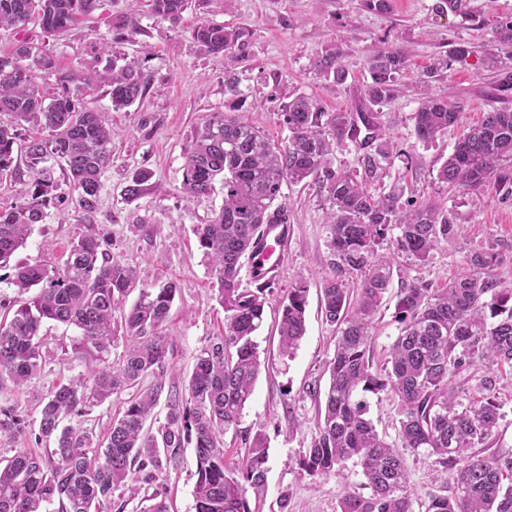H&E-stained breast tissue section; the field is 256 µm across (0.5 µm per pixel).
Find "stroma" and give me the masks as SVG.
<instances>
[{"label": "stroma", "mask_w": 512, "mask_h": 512, "mask_svg": "<svg viewBox=\"0 0 512 512\" xmlns=\"http://www.w3.org/2000/svg\"><path fill=\"white\" fill-rule=\"evenodd\" d=\"M391 4L390 13L380 14L363 8L360 0H193L174 24L154 15L150 0H105L104 15L83 19L64 33L48 38L38 26H28V36L46 43L59 67L90 73L106 64L100 52L112 37L106 17H127L137 30L116 49L122 56L141 59L146 90L132 106L116 112L107 86L85 85L86 99L110 113L116 130L95 221L83 224L70 201L65 174L57 173L60 199L49 205L45 222L35 225L16 260L59 267L72 242L90 232L108 256L136 266L142 274L175 282L177 292L165 324L170 347L164 380L185 387L200 350L224 330L216 281L194 234L196 225L207 223L222 207L224 190L219 187L210 197L190 201L182 183L186 148L197 129L211 113L223 111L228 99L225 68H232L238 79L245 99L243 115L257 119L266 136L281 143L289 135L279 118L281 104L305 95L327 111H349L367 77V48L380 41L402 47L407 55L401 77L405 89L383 106L382 120L400 147L410 150L413 164L407 169L395 163L391 173L400 177L406 197H431L452 210L466 234L442 245L423 264L404 255L395 257L397 274L375 316V364L384 363L400 331L396 303L403 277L443 287L467 254L492 247L499 253L497 274L512 282V198L502 199L492 189L478 196L450 193L436 179L464 127L477 123L491 108L512 110V90L499 89L512 77L482 56L483 50L495 45L497 19L512 16V0H471L484 16L481 27L442 8L441 0H391ZM202 18L249 31L238 61L228 66L223 58L197 49L191 32ZM454 42L476 49L466 63L453 64L448 71L451 96L463 101L464 115L460 126L422 143L414 132L417 100L411 86ZM328 51L339 53L348 72L345 83L316 71V57ZM142 170L150 172V179L138 197L127 198L126 186ZM282 192L289 214L288 258L272 280L264 321L254 336L264 367L237 430L226 433L224 442L233 461L244 451L243 435L259 430L267 435L261 512H336L343 491H367L358 461L347 460L322 477L309 476L299 467L317 431L320 396L328 385L327 365L335 352L336 329L325 321L320 303V280L328 271L331 244L327 206L311 187L286 185ZM300 280L309 288L306 333L288 358L279 351V305L288 288ZM42 334L45 365L40 374L19 389L9 382L0 384V406L12 408L22 421L14 440H0L2 459L20 448L44 450V442L36 438L39 395L84 372L72 354L73 328L47 322ZM365 399L368 419L387 441H394L393 393L369 392ZM195 471L194 450L188 447L181 449L177 464L161 474L173 512H194Z\"/></svg>", "instance_id": "stroma-1"}]
</instances>
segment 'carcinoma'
Listing matches in <instances>:
<instances>
[{"instance_id": "carcinoma-1", "label": "carcinoma", "mask_w": 512, "mask_h": 512, "mask_svg": "<svg viewBox=\"0 0 512 512\" xmlns=\"http://www.w3.org/2000/svg\"><path fill=\"white\" fill-rule=\"evenodd\" d=\"M468 21L481 13L468 0H444ZM101 7V0H0V28L18 32L34 24L44 34L64 32ZM189 0H152L156 15L177 22ZM200 50L236 58L245 45L239 28L201 19L191 33ZM496 41L512 45V17L498 21ZM473 54L454 43L420 80V101L413 113L418 140L431 142L463 117V104L448 103L447 90L432 83ZM406 57L397 47L371 46L362 100L350 112H327L311 98L293 97L281 107L290 136L275 145L250 121L232 115L242 98L236 78L224 73L228 111L215 112L197 131L185 154L183 190L194 201L224 187V204L205 224L197 225L199 247L208 258L224 307V334L198 355L187 395L170 392L163 423L147 424L164 391L162 382L131 396L112 420L101 444L94 434L64 421L101 404L147 376L163 375L168 337L163 334L176 286L145 283L124 316L126 349L111 365L109 353L117 329L113 313L139 278L130 264L107 258L94 234L73 243L62 268L12 263L33 227L44 221L59 184L55 167L67 172L69 188L84 222L93 215L112 157V122L79 94L77 77L57 67L45 46L26 39L0 55V180L16 175L14 151L24 152L31 183L27 200L0 207V269L12 268L11 283L32 293L9 318L0 319V382L20 387L43 366L41 327L54 321L77 330L72 345L85 373L61 382L41 397L38 439L52 445L43 455L20 449L0 459V512H91L120 492L139 500V512H171L166 488L158 483L164 466L179 449H195V512H257L250 499H261L268 462L266 436L242 438L245 452L231 467L224 458V434L237 429L261 372L253 336L263 321L270 284L243 288L241 258L263 224L288 223L282 203L285 184H308L328 205L331 231L329 273L321 279L322 313L336 326V349L328 365L322 418L299 461L311 476H324L357 459L370 494L345 491L339 512H414L406 455L435 457L449 474V492L431 494L426 512H512V450L488 455L480 449L495 442L499 420L495 368L512 366V283L494 269L491 249L465 257L463 271L444 288L416 278L399 288L400 332L386 365L372 370V318L389 288L393 269L383 245L426 263L442 244L459 239L464 225L430 198L404 199L398 182L385 186L395 161L411 159L397 146L372 110L399 92ZM317 72L343 83L348 72L336 53L315 61ZM54 83L39 82L41 73ZM110 87L112 110L121 111L143 94L145 77L138 62L112 63L95 73ZM27 125L39 135L22 139ZM353 145L355 167H334V151ZM448 191L482 194L490 187H512V111L493 108L454 145L437 173ZM359 277L357 299L350 298L349 277ZM308 288L296 282L282 298L278 341L291 355L305 334ZM390 389L398 398L397 442L388 443L366 418L365 392ZM20 420L0 408V439L10 438ZM156 483L153 491L146 486Z\"/></svg>"}]
</instances>
